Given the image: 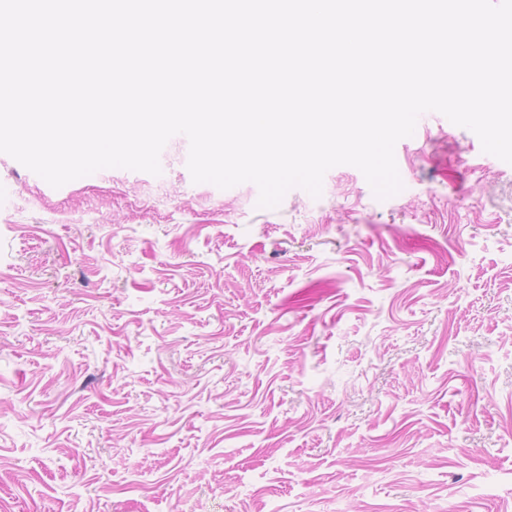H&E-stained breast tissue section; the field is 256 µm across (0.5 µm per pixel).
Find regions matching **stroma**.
<instances>
[{"label": "stroma", "mask_w": 512, "mask_h": 512, "mask_svg": "<svg viewBox=\"0 0 512 512\" xmlns=\"http://www.w3.org/2000/svg\"><path fill=\"white\" fill-rule=\"evenodd\" d=\"M0 153V512H512V164L442 114L378 200Z\"/></svg>", "instance_id": "35a3bbf8"}]
</instances>
